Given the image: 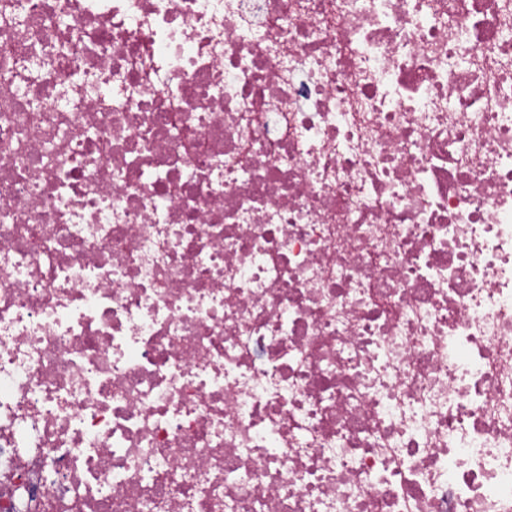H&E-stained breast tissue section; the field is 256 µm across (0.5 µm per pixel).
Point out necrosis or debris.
<instances>
[{
  "label": "necrosis or debris",
  "mask_w": 512,
  "mask_h": 512,
  "mask_svg": "<svg viewBox=\"0 0 512 512\" xmlns=\"http://www.w3.org/2000/svg\"><path fill=\"white\" fill-rule=\"evenodd\" d=\"M0 512H512V0H0Z\"/></svg>",
  "instance_id": "obj_1"
}]
</instances>
